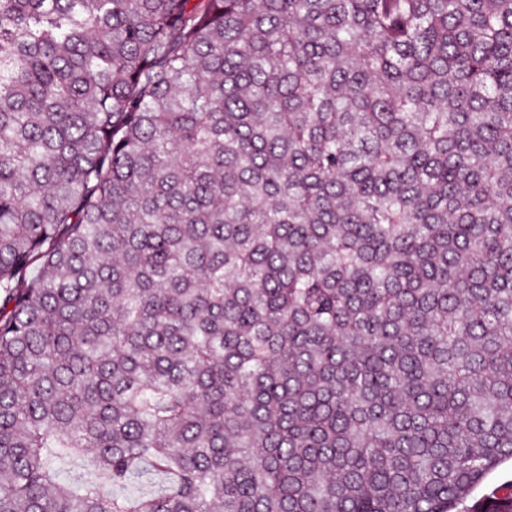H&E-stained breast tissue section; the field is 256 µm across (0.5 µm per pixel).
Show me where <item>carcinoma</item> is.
<instances>
[{
    "label": "carcinoma",
    "instance_id": "cac0c4a2",
    "mask_svg": "<svg viewBox=\"0 0 512 512\" xmlns=\"http://www.w3.org/2000/svg\"><path fill=\"white\" fill-rule=\"evenodd\" d=\"M507 460L512 0H0V512H512Z\"/></svg>",
    "mask_w": 512,
    "mask_h": 512
}]
</instances>
